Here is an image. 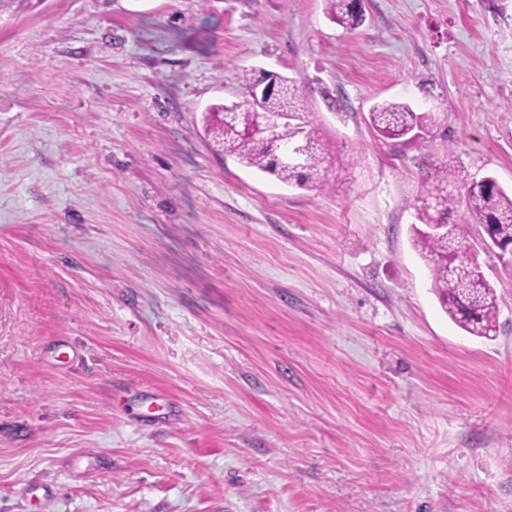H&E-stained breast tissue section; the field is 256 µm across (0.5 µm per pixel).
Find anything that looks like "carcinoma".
I'll return each mask as SVG.
<instances>
[{
	"instance_id": "obj_1",
	"label": "carcinoma",
	"mask_w": 512,
	"mask_h": 512,
	"mask_svg": "<svg viewBox=\"0 0 512 512\" xmlns=\"http://www.w3.org/2000/svg\"><path fill=\"white\" fill-rule=\"evenodd\" d=\"M327 14L337 25L355 30L364 22L354 0H325ZM285 90L264 99L263 111H292L299 123L278 127L283 146L304 145L303 169L275 165L270 149L249 130L257 115L246 104L224 114L216 104L204 115L206 135L214 146L246 167L269 173L284 184L322 190L328 183L330 153L320 128L309 120L308 101L291 80L279 77ZM375 131L386 139H398L427 118L403 102L383 101L369 112ZM416 223L413 238L428 262L431 286L450 319L474 336L496 334L504 297L497 294L478 260L476 244L468 238L467 224H481L506 249L512 247V194L488 176L476 181L453 160L443 163L423 185L413 204Z\"/></svg>"
}]
</instances>
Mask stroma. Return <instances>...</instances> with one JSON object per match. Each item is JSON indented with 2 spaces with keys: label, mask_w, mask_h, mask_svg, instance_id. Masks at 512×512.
<instances>
[{
  "label": "stroma",
  "mask_w": 512,
  "mask_h": 512,
  "mask_svg": "<svg viewBox=\"0 0 512 512\" xmlns=\"http://www.w3.org/2000/svg\"><path fill=\"white\" fill-rule=\"evenodd\" d=\"M362 8L0 13V512H512V304L465 333L411 232L448 158L512 191V0ZM263 69L328 188L211 149ZM327 14L337 25L355 30L364 22V14L359 11L354 0H325ZM370 122L375 131L386 139H398L421 127L422 121L428 118L426 113H417L403 102L383 101L375 104L369 112Z\"/></svg>",
  "instance_id": "obj_1"
}]
</instances>
